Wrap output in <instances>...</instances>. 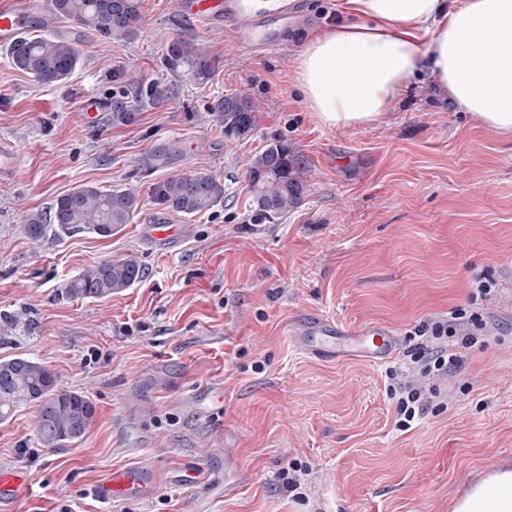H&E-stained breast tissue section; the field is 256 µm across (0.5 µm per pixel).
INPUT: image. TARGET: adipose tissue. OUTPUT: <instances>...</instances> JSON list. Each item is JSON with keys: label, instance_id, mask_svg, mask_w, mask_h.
I'll return each mask as SVG.
<instances>
[{"label": "adipose tissue", "instance_id": "obj_1", "mask_svg": "<svg viewBox=\"0 0 512 512\" xmlns=\"http://www.w3.org/2000/svg\"><path fill=\"white\" fill-rule=\"evenodd\" d=\"M342 11L295 62L321 124L369 125L424 73L485 126L512 132V0H342ZM455 512H512V472L481 483Z\"/></svg>", "mask_w": 512, "mask_h": 512}]
</instances>
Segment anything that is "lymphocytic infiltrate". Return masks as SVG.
Segmentation results:
<instances>
[{
  "label": "lymphocytic infiltrate",
  "instance_id": "obj_1",
  "mask_svg": "<svg viewBox=\"0 0 512 512\" xmlns=\"http://www.w3.org/2000/svg\"><path fill=\"white\" fill-rule=\"evenodd\" d=\"M497 292L495 279L487 273H477L470 282L465 307L454 308L445 316L425 318L415 325L413 334L420 339L418 352L388 372V389L397 399L394 426L398 431H409L424 415L431 397L438 394L436 380L447 377L455 364L457 356L449 348V339L471 325L493 326L494 319L486 307Z\"/></svg>",
  "mask_w": 512,
  "mask_h": 512
}]
</instances>
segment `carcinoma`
I'll return each mask as SVG.
<instances>
[{
  "label": "carcinoma",
  "instance_id": "carcinoma-1",
  "mask_svg": "<svg viewBox=\"0 0 512 512\" xmlns=\"http://www.w3.org/2000/svg\"><path fill=\"white\" fill-rule=\"evenodd\" d=\"M69 20L102 38L125 41L140 23L138 0H49L46 14L35 21L41 33L21 36L10 46L14 67L43 84L63 82L76 69L80 56L75 40L55 31V24ZM167 60L175 68L186 65L206 77L214 63L203 58L192 43L174 40ZM216 111L224 134L241 136L250 131L248 102L235 97L221 101ZM255 211L272 218L294 208L304 190L298 163L288 146L270 144L255 154L246 170ZM152 197L165 213L193 216L214 207L224 198V186L202 172L182 173L155 184ZM139 207L138 194L128 189L81 186L61 196L53 213H29L25 229L40 241L48 231L56 234L90 233L111 237L121 232ZM143 277L136 259L127 256L104 260L83 270L65 288L70 297L102 299L118 293ZM23 405L36 407V436L44 448H64L81 441L91 428L96 407L85 395L57 387L55 376L43 364L23 356L0 359V421L9 419Z\"/></svg>",
  "mask_w": 512,
  "mask_h": 512
}]
</instances>
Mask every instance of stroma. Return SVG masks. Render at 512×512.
Masks as SVG:
<instances>
[{
    "instance_id": "35a3bbf8",
    "label": "stroma",
    "mask_w": 512,
    "mask_h": 512,
    "mask_svg": "<svg viewBox=\"0 0 512 512\" xmlns=\"http://www.w3.org/2000/svg\"><path fill=\"white\" fill-rule=\"evenodd\" d=\"M139 2L136 33L85 35L81 65L56 85L16 70L0 43V140L18 156L0 179V358L40 362L97 409L80 443L52 452L36 440L34 407L0 422V467L30 484L13 512H452L490 469L512 470V307L491 305L494 334L454 337L463 362L447 396L407 432L394 428L385 366L311 359L290 336L304 314L374 322L406 355L417 346L409 330L464 305L474 273L501 278L512 265V132L441 99L425 76L371 125H322L294 63L311 31L338 20L340 0H308L309 21L261 57L183 19L178 0ZM178 38L214 61L209 77L165 65ZM230 95L253 110L239 138L215 112ZM95 101L104 108L90 122ZM274 142L296 157L305 189L267 219L245 164ZM190 171L219 179L223 202L174 217L175 246L142 242L152 185ZM82 185L136 192L133 221L108 238L27 237L24 215ZM117 256L135 258L144 278L99 300L66 295L73 277ZM196 391L206 401L193 403ZM131 407L151 437L138 456L123 448ZM142 455L156 465L155 495L93 497L107 472ZM192 459L218 477L233 461L245 488L228 497L194 475L175 481ZM300 468L299 492L287 491L283 473Z\"/></svg>"
}]
</instances>
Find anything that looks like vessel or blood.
<instances>
[{"label": "vessel or blood", "mask_w": 512, "mask_h": 512, "mask_svg": "<svg viewBox=\"0 0 512 512\" xmlns=\"http://www.w3.org/2000/svg\"><path fill=\"white\" fill-rule=\"evenodd\" d=\"M182 16L192 22L228 32L236 46L257 56L281 50L288 36L307 16L306 0H180ZM44 11L42 0H0V43L12 42ZM143 238L151 244L174 245L179 229L165 219L145 225ZM297 347L317 359H360L380 365L392 360L399 338L388 328L370 322L357 328L341 326L315 314L301 317L292 332ZM150 463L113 471L93 489L99 500H136L158 489ZM28 492L25 476L0 467V503L17 501Z\"/></svg>", "instance_id": "obj_1"}]
</instances>
